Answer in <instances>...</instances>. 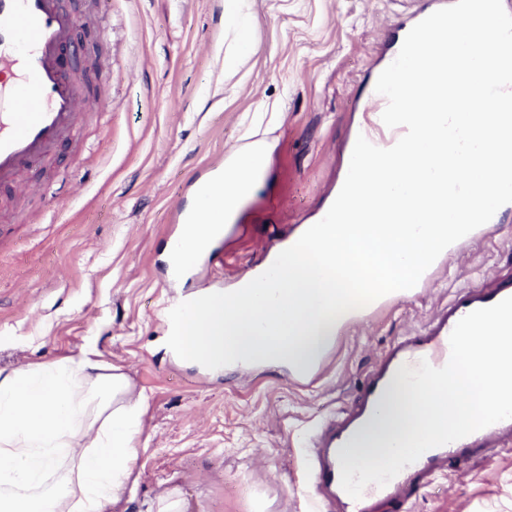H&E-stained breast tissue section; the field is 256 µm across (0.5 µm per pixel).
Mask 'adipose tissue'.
<instances>
[{
	"label": "adipose tissue",
	"instance_id": "ef3b65f1",
	"mask_svg": "<svg viewBox=\"0 0 512 512\" xmlns=\"http://www.w3.org/2000/svg\"><path fill=\"white\" fill-rule=\"evenodd\" d=\"M265 170L264 151L235 153L210 198L223 223L184 229L176 266L230 233ZM144 408L127 376L92 349L0 369V512H109L132 475Z\"/></svg>",
	"mask_w": 512,
	"mask_h": 512
}]
</instances>
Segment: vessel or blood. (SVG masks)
Wrapping results in <instances>:
<instances>
[{
  "label": "vessel or blood",
  "instance_id": "b4317fda",
  "mask_svg": "<svg viewBox=\"0 0 512 512\" xmlns=\"http://www.w3.org/2000/svg\"><path fill=\"white\" fill-rule=\"evenodd\" d=\"M79 23L65 0H0V74L11 78L10 83H0V189L12 190L17 198L45 196V185L24 180V173L36 165L51 166L55 147L74 141L89 112L98 108L88 86L62 63L65 50L78 45ZM386 105V98L371 88L360 106L372 115L365 136L380 148L392 147L404 133L383 123ZM510 296L512 271L457 290L423 327L394 340L351 405L318 426L308 470L329 503H340L343 512H380L384 503L401 510L437 472L512 445V419H506L427 450L385 486L368 485L360 499H353L340 484L341 462L357 456L366 425L387 399L400 367L423 360L436 368L445 366L456 323Z\"/></svg>",
  "mask_w": 512,
  "mask_h": 512
}]
</instances>
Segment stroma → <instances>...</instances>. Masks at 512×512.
I'll return each instance as SVG.
<instances>
[{"instance_id": "1", "label": "stroma", "mask_w": 512, "mask_h": 512, "mask_svg": "<svg viewBox=\"0 0 512 512\" xmlns=\"http://www.w3.org/2000/svg\"><path fill=\"white\" fill-rule=\"evenodd\" d=\"M84 30L112 20L89 59L103 114L53 167L28 171L52 201L15 224L0 193V369L91 347L143 394L133 472L111 512H313L305 450L349 406L382 353L461 287L512 265V214L465 243L409 296L337 336L317 369L212 374L154 349L175 299L221 291L262 266L336 187L388 27L429 0H70ZM261 140L266 178L211 253L166 257L195 188ZM410 512H512V449L439 473Z\"/></svg>"}]
</instances>
